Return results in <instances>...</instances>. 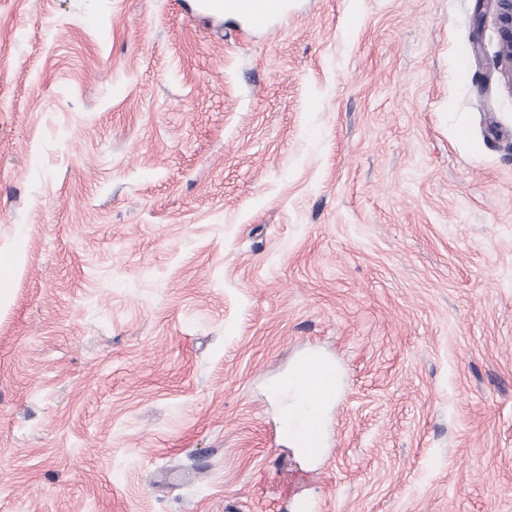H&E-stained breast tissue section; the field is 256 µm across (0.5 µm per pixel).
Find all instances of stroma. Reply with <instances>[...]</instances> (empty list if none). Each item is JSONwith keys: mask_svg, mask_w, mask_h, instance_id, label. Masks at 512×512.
<instances>
[{"mask_svg": "<svg viewBox=\"0 0 512 512\" xmlns=\"http://www.w3.org/2000/svg\"><path fill=\"white\" fill-rule=\"evenodd\" d=\"M189 3L0 0V512H512L492 14ZM297 365L298 363H296L292 373L288 377V439H291L293 445L304 454L302 448L295 444L294 433L303 424L309 408L300 393L298 384L306 385L314 383L316 374L312 369H308L303 372L298 379L296 376Z\"/></svg>", "mask_w": 512, "mask_h": 512, "instance_id": "35a3bbf8", "label": "stroma"}]
</instances>
